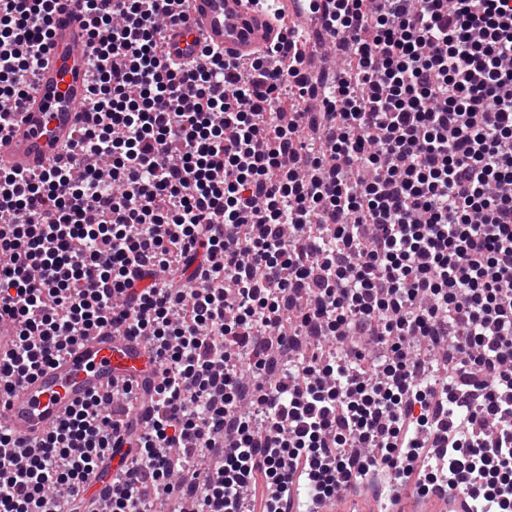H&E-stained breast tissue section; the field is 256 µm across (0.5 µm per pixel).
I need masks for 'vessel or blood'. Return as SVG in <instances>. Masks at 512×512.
I'll return each mask as SVG.
<instances>
[{"mask_svg":"<svg viewBox=\"0 0 512 512\" xmlns=\"http://www.w3.org/2000/svg\"><path fill=\"white\" fill-rule=\"evenodd\" d=\"M280 28L248 0H189L186 18L164 31L169 57L179 61L208 47L247 64L265 52ZM85 13L71 0L53 16L34 93L16 112L0 142V168L29 173L64 164L61 142L76 138V117L94 79ZM153 383L154 368L142 339L108 329L86 337L67 354L17 386L0 405V425L14 437H40L90 395L127 380ZM465 492L437 490L409 496L404 512H464Z\"/></svg>","mask_w":512,"mask_h":512,"instance_id":"obj_1","label":"vessel or blood"}]
</instances>
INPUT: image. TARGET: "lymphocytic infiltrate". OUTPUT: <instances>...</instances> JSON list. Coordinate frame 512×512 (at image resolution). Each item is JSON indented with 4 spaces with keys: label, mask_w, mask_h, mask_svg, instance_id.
Segmentation results:
<instances>
[{
    "label": "lymphocytic infiltrate",
    "mask_w": 512,
    "mask_h": 512,
    "mask_svg": "<svg viewBox=\"0 0 512 512\" xmlns=\"http://www.w3.org/2000/svg\"><path fill=\"white\" fill-rule=\"evenodd\" d=\"M58 2L0 0L12 108ZM82 2L69 164L0 169V394L108 325L162 372L142 422L127 388L33 444L0 430V512H297L301 488L410 482L512 512V0H309L317 27L246 67L169 62L182 0Z\"/></svg>",
    "instance_id": "1"
}]
</instances>
